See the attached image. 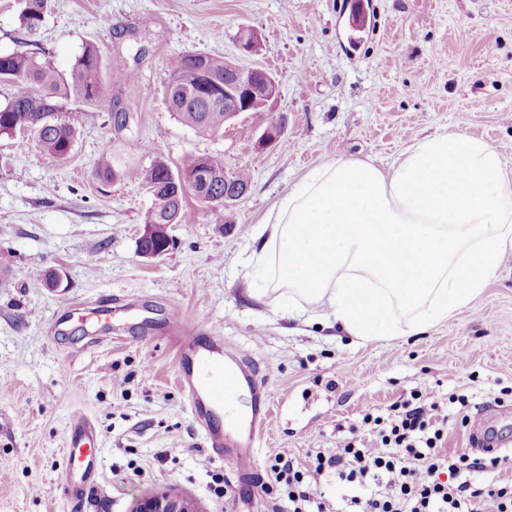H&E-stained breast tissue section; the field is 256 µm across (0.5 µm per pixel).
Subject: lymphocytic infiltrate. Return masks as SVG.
Segmentation results:
<instances>
[{
  "label": "lymphocytic infiltrate",
  "instance_id": "1",
  "mask_svg": "<svg viewBox=\"0 0 512 512\" xmlns=\"http://www.w3.org/2000/svg\"><path fill=\"white\" fill-rule=\"evenodd\" d=\"M438 414L437 403L408 399L364 415L359 427L369 443H337L306 467L275 458L269 480L284 487L291 512H335L318 490L331 476L349 487L347 512H512V479L491 476L500 457L447 452Z\"/></svg>",
  "mask_w": 512,
  "mask_h": 512
}]
</instances>
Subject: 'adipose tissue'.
<instances>
[{
	"label": "adipose tissue",
	"mask_w": 512,
	"mask_h": 512,
	"mask_svg": "<svg viewBox=\"0 0 512 512\" xmlns=\"http://www.w3.org/2000/svg\"><path fill=\"white\" fill-rule=\"evenodd\" d=\"M255 238L297 314L365 341L420 334L476 300L512 252V169L460 134L384 167L337 157L275 202Z\"/></svg>",
	"instance_id": "obj_1"
}]
</instances>
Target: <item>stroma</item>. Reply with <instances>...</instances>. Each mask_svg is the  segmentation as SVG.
Instances as JSON below:
<instances>
[{
	"mask_svg": "<svg viewBox=\"0 0 512 512\" xmlns=\"http://www.w3.org/2000/svg\"><path fill=\"white\" fill-rule=\"evenodd\" d=\"M246 28L261 37L258 53L238 47ZM35 44L63 72L95 45L136 79L107 84L102 107L70 100L67 159L0 135V157L13 160L0 170V252L11 256L0 273V512H128L162 487L200 512H288L286 494L267 486L275 456L307 463L363 415L416 392L448 414L447 450L473 447L488 405L512 440V252L448 323L367 343L292 317L295 299L250 259L272 204L333 158L384 164L448 133L487 141L512 169V0H50L33 32L15 0H0V52ZM188 51L271 71L274 113H242L219 135L183 125L164 81ZM118 109L130 114L121 131L109 118ZM274 116L282 138L257 149ZM107 142L128 163L174 170L191 155H222L226 172L249 171L250 190L226 224L186 195L182 222L168 229L174 247L142 257L152 198L136 181L94 178ZM54 269L55 291L41 276ZM119 301L152 318L176 302L201 339L221 336L250 355L272 406L250 482L227 458L200 466L207 450L179 385V348L127 325ZM107 308L116 343L89 334ZM66 311L68 333H51ZM77 414L94 423L102 454L103 491L82 497L63 474Z\"/></svg>",
	"mask_w": 512,
	"mask_h": 512,
	"instance_id": "35a3bbf8",
	"label": "stroma"
}]
</instances>
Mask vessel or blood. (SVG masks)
Instances as JSON below:
<instances>
[{"mask_svg": "<svg viewBox=\"0 0 512 512\" xmlns=\"http://www.w3.org/2000/svg\"><path fill=\"white\" fill-rule=\"evenodd\" d=\"M168 325L180 343L182 389L194 420L205 431L209 459L231 454L241 477H249L256 467L255 445L270 417L269 400L258 388L243 354L223 339L199 341L176 311H169ZM251 387L249 412L223 427L213 417L226 403L236 400L243 387ZM94 431L85 419H75L65 434L64 465L79 491L101 488L99 462L92 446Z\"/></svg>", "mask_w": 512, "mask_h": 512, "instance_id": "1", "label": "vessel or blood"}]
</instances>
